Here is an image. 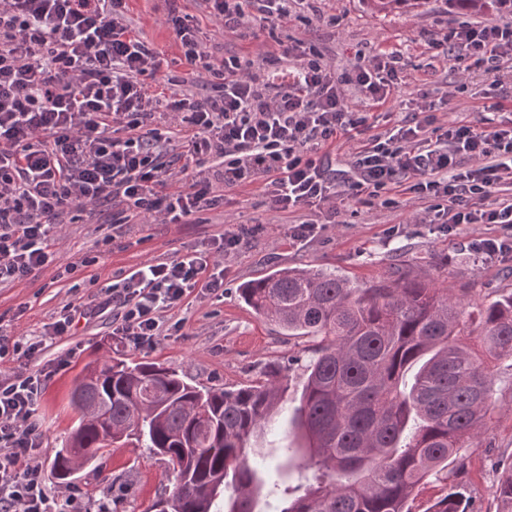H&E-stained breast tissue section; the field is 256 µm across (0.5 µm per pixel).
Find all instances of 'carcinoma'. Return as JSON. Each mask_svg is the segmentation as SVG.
I'll return each instance as SVG.
<instances>
[{
    "instance_id": "1",
    "label": "carcinoma",
    "mask_w": 512,
    "mask_h": 512,
    "mask_svg": "<svg viewBox=\"0 0 512 512\" xmlns=\"http://www.w3.org/2000/svg\"><path fill=\"white\" fill-rule=\"evenodd\" d=\"M392 13L423 0H369ZM245 302L290 336H320L306 366L296 424L322 474L299 494L286 485L298 453L283 448L262 467L247 442L278 411L288 376L271 369L237 389H205L154 364L103 359L76 379L80 414L57 478L75 460L133 437L177 473L170 512H258L264 489L282 490L277 512H410L415 490L473 447L490 411L484 355L512 359V294L470 306L409 270L367 288L324 270L279 269L241 288ZM495 494L512 512V454ZM429 512H467L458 491Z\"/></svg>"
}]
</instances>
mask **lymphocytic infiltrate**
<instances>
[{
    "instance_id": "lymphocytic-infiltrate-1",
    "label": "lymphocytic infiltrate",
    "mask_w": 512,
    "mask_h": 512,
    "mask_svg": "<svg viewBox=\"0 0 512 512\" xmlns=\"http://www.w3.org/2000/svg\"><path fill=\"white\" fill-rule=\"evenodd\" d=\"M188 65L205 62L212 93H182L169 79L150 93L146 78L160 54L124 22L126 0H0V283L34 276L51 263L55 230L69 210L117 202L113 223L154 219L183 224L215 206L211 185L225 190L259 184L273 212L361 203L366 191L411 194L430 201L435 221L498 224L502 235L476 240L477 253L512 259V126L455 125L428 134L433 115L373 135L349 169H331L327 149L351 135L369 111L386 107L403 83L399 52H381L370 67L337 72L300 45L281 46L268 63L288 64L291 79L276 85L265 64L207 61L198 23L165 0ZM225 29L249 21L276 26L298 0H205ZM253 16H246L245 6ZM433 49L448 52L461 72L493 75L512 68V20L453 29ZM169 115L191 164L170 156L153 123ZM472 167H465V160ZM246 228L225 232L214 254L193 252L129 269L105 288L112 333L136 347L163 334L165 313L196 292H216L224 274L212 256L237 249ZM47 374L21 372L0 380V512H48L38 466L42 430L35 406Z\"/></svg>"
}]
</instances>
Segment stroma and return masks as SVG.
I'll return each mask as SVG.
<instances>
[{"label":"stroma","instance_id":"obj_1","mask_svg":"<svg viewBox=\"0 0 512 512\" xmlns=\"http://www.w3.org/2000/svg\"><path fill=\"white\" fill-rule=\"evenodd\" d=\"M179 9L200 25L208 56L221 60H253L275 52L279 43L302 41L325 62L343 72L373 63L381 50L398 49L403 56L405 84L399 104L391 111L368 116L365 131L356 139L340 140L330 156L333 168L348 169L361 142L385 132L407 113L420 109L418 88H425L435 104V124L449 127L478 124L490 80L482 73L466 76L437 57L430 43L453 28L481 19L499 20L495 9L475 15L455 9L450 0H425L421 7L394 13L370 10L366 0H301L290 21L273 28L255 29L238 37L214 25L204 0H179ZM126 21L134 34L160 53L164 75L183 77L185 93H209V73L186 64L166 24L163 0H129ZM221 206L205 210L199 224H124L112 221V204L91 210H71L62 217L59 241L49 267L36 277L0 285V339L8 349L0 357V378L18 368L46 369L49 376L37 403L42 446L37 462L49 497L62 491L53 474L54 460L79 424L71 404L75 378L88 364L105 356L130 363H156L175 371L186 382L213 389H236L263 379L270 366L288 374V392L267 431L253 438V448L267 452L299 447L286 433L284 420L300 404L306 364L319 344L316 336H291L255 314L239 297L246 281L282 268L323 269L345 276L365 288L404 265L424 275L449 295H465L474 304H487L512 293V261L483 258L473 253V240L497 233L491 224H461L446 229L421 223L423 202L406 195L397 203L382 197L352 206L338 223H328L321 208L294 213L269 210L263 191L255 185L225 192L214 183ZM317 224L314 237L297 240L294 224ZM246 225L251 233L239 250L224 259V290L187 298L167 314L165 334L149 347L136 348L112 333V315L104 313L76 324L70 335L46 342L41 352L21 354L35 334L58 321L65 304L91 307L102 300V290L126 271L157 258H176L207 250L227 230ZM493 410L473 447L465 449L464 466L449 464L440 480L421 485L409 500L411 512H427L446 490L462 493L470 512H499L495 496L496 461L512 453V360L490 362ZM101 470L78 472L70 487L74 512H98L110 504L112 512H147L158 497L171 493L176 474L166 457L131 443H117L102 452Z\"/></svg>","mask_w":512,"mask_h":512}]
</instances>
